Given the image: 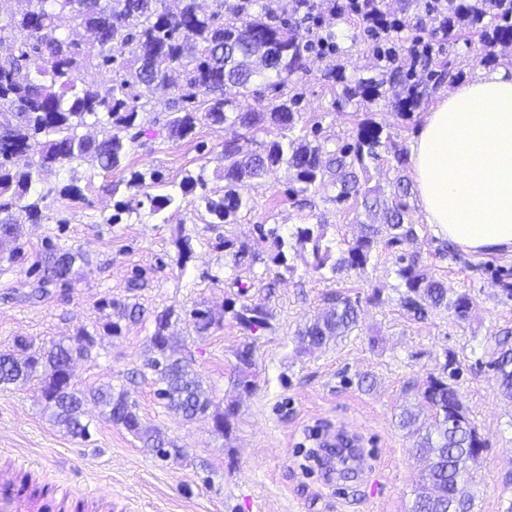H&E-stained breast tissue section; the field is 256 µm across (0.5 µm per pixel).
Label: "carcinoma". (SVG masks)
Returning a JSON list of instances; mask_svg holds the SVG:
<instances>
[{
	"label": "carcinoma",
	"mask_w": 512,
	"mask_h": 512,
	"mask_svg": "<svg viewBox=\"0 0 512 512\" xmlns=\"http://www.w3.org/2000/svg\"><path fill=\"white\" fill-rule=\"evenodd\" d=\"M9 14L0 16V43L10 41L17 48L8 57L0 55V252H17L19 220L31 224L46 219L44 202L53 193L72 200L79 189L67 185L59 190L36 188L42 177L73 163L86 162L110 171L119 168L131 151L142 145L146 130L139 114L147 111L156 95L177 91L171 112L162 127L167 138L184 140L203 121L233 129L224 140V193L218 197L202 194L198 202L212 224H236L248 200L242 194L247 181H256L280 166L292 172L295 187L290 196H310L327 184L336 188L333 201L361 208L382 225L365 224L362 234L336 249L325 239V225L306 224L290 234L292 259H302L313 272L365 270L377 256L379 246L393 247L418 241L416 224L410 219L406 198L410 183L403 172L409 159L391 131L371 117L359 120L353 142L336 144L329 150L308 134H295L301 113V96L284 89L293 78L308 72V54L317 39L298 30L297 15L306 0H283L275 13L260 0H211L203 10L198 0H12ZM69 12L80 24L94 31L99 49L85 53L78 42L57 34L63 13ZM435 33L450 40L466 33L477 34L486 47L480 62L493 63L497 54L490 48L512 42V0H448V11L427 10ZM402 26L394 24L374 40L372 53L384 62L377 81L349 82L330 69L325 77L342 86V101L376 104L387 100L386 86L401 85L405 95L394 108L408 116L418 106L422 90L412 81L414 71L396 64L390 43L399 38ZM104 70L112 72L109 85L96 81ZM261 78L277 91L267 103L242 112L234 100L224 96L231 86L237 94H253ZM97 133L85 132L87 128ZM267 136L258 151L243 150L242 142ZM38 141V158L29 155L30 143ZM387 161L395 173L394 192L368 186L369 168ZM127 185L150 186L161 194H146L150 215L156 216L177 204L198 187L202 176L185 175L179 183L168 182L154 171L150 176L133 171ZM277 253L276 272L296 271L283 247V237L270 230ZM76 256L64 252L49 254L47 270L57 280L68 278ZM404 288L401 304L423 318L431 310H453L465 319L472 297L458 293L448 297V287L419 267L417 254L399 257L396 270ZM238 325L247 331L268 326V312L244 304L233 311ZM170 312L156 317V329L149 340V367L156 375L157 396L168 408L187 420L206 415L214 406L213 393L181 356L180 338L168 333ZM359 309L352 300L336 293L327 297V307L318 317L297 331L302 349H320L349 335L358 327ZM97 345L96 334L82 329L77 336L32 349L23 339L15 350L0 352V386H24L38 381L41 397L51 410L53 422L74 437L89 436L82 420L84 406L92 402L101 416L116 427L135 435L157 458L168 460L183 455L164 433L146 427L136 403L124 390L112 386L80 389L69 374L72 364L87 359ZM491 367L506 395L512 399V346L508 337L496 342ZM459 367L451 359L437 374H430L418 388L420 409H405L398 425L414 438L411 454L428 461L427 483L417 494L411 512H472V497L460 491L471 478L470 463L476 449L485 447L477 428L468 418L458 391L449 383Z\"/></svg>",
	"instance_id": "cac0c4a2"
}]
</instances>
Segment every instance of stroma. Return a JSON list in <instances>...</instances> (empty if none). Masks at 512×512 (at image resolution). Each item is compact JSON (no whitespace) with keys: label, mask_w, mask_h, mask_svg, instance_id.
<instances>
[{"label":"stroma","mask_w":512,"mask_h":512,"mask_svg":"<svg viewBox=\"0 0 512 512\" xmlns=\"http://www.w3.org/2000/svg\"><path fill=\"white\" fill-rule=\"evenodd\" d=\"M314 2L315 15L330 26L340 50L310 57L297 89L303 119L319 123L329 144L351 140L366 113L409 144L425 112L480 68L478 36L439 38L432 66L451 67L456 79L425 96L411 119L382 104L367 111L339 104V87L323 78L329 67L353 80L379 71L357 18L332 15L330 0ZM232 134L207 123L180 141L156 131L118 169L75 163L47 175L48 184L78 186L80 199L49 197L47 220L22 224L18 253L0 257V351L21 336L38 347L83 328L100 330L92 357L74 367L75 382L84 389L109 384L127 391L143 423L164 431L184 448V457L156 458L92 404L84 415L89 437H72L53 425L31 385L0 388V469L26 456L38 465L37 481L60 482L75 498H111L112 512H410L424 466L411 457V441L395 416L417 404L416 385L451 355L461 364L455 382L460 399L486 442L466 487L473 512H512V399L502 396L490 366L495 336L512 331V297L502 290L504 276L512 275V257L472 254L454 245L439 257L442 239L414 205L410 215L424 229L412 250L425 273L444 281L449 293H470L474 304L466 320L449 310L418 320L402 307L397 247L382 249L365 271L322 276L301 266L266 291L261 283L274 278L276 249L260 240L258 225H279L286 236L316 219L326 224L328 238L341 243L359 236L367 217L337 208L329 186L319 188L313 208L297 207L288 198L291 174L283 166L246 188L253 208L235 224L205 223L193 196L150 216L143 190L127 185L134 171L157 169L176 183L200 173L209 195L222 194L218 173L224 140ZM119 202L122 219L110 223ZM184 240L192 248L187 255L180 250ZM239 244L260 250L261 261L236 263ZM53 250L76 256L67 279L47 275L45 258ZM235 278L247 283L246 293L232 286ZM337 291L356 301L359 328L326 348L302 351L299 324L321 312ZM113 300L138 304L141 316L120 321V333L110 336L103 327L117 319L109 306ZM244 304L264 307L268 327L242 330L233 311ZM196 309L209 310L214 319L207 334L194 330ZM165 311L172 314L170 333L181 337L184 355L212 389L218 410L233 412L225 433L216 432L208 417L184 420L155 395L148 344L156 316ZM247 346L253 359L249 389L237 373V354ZM339 432L354 438L360 457L348 474L330 475L316 453L320 442Z\"/></svg>","instance_id":"stroma-1"}]
</instances>
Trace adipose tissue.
I'll list each match as a JSON object with an SVG mask.
<instances>
[{
  "label": "adipose tissue",
  "mask_w": 512,
  "mask_h": 512,
  "mask_svg": "<svg viewBox=\"0 0 512 512\" xmlns=\"http://www.w3.org/2000/svg\"><path fill=\"white\" fill-rule=\"evenodd\" d=\"M409 155L427 223L464 251L512 253V66L480 70L439 99Z\"/></svg>",
  "instance_id": "1"
}]
</instances>
